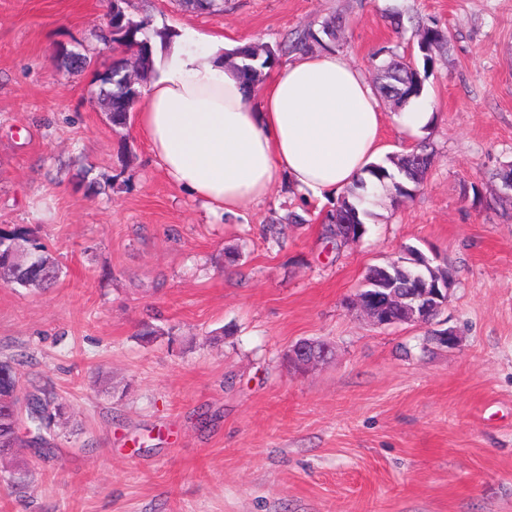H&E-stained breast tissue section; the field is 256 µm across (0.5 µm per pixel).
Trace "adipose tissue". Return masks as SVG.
I'll use <instances>...</instances> for the list:
<instances>
[{
  "instance_id": "1",
  "label": "adipose tissue",
  "mask_w": 512,
  "mask_h": 512,
  "mask_svg": "<svg viewBox=\"0 0 512 512\" xmlns=\"http://www.w3.org/2000/svg\"><path fill=\"white\" fill-rule=\"evenodd\" d=\"M382 120L372 87L342 55L296 56L254 104L224 65L223 38L196 31L173 46L138 112L169 181L228 214L282 177L301 193L339 198L378 155Z\"/></svg>"
}]
</instances>
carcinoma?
<instances>
[{"label": "carcinoma", "instance_id": "1", "mask_svg": "<svg viewBox=\"0 0 512 512\" xmlns=\"http://www.w3.org/2000/svg\"><path fill=\"white\" fill-rule=\"evenodd\" d=\"M342 21H326L320 31L309 29L298 38L294 48L301 50L317 44L327 48L323 38L333 40L341 28ZM176 36L168 27L155 29L148 16H138L131 11L117 14V21L100 30L98 38L101 43L108 42L121 53V57L112 63V68L96 78L99 82L96 100L112 116V122H122L129 118L131 112L141 99L139 82L148 79L154 66L157 45L165 46ZM417 45L429 47L426 62L433 59L432 53L449 42V34L438 27L425 24L417 26ZM240 57L231 64L249 89L260 81L262 72L273 67L279 61L280 49L265 47L263 44L244 43L233 49ZM394 59L380 66L379 91L399 106H406L423 95V80L419 73L409 69L405 53H393ZM89 56L74 52L61 54V65L76 72L91 66ZM433 162V153L416 149L406 153L405 163L401 166L388 158L371 164L367 176L359 177L341 196L335 211L330 217L341 219L354 216L363 224L370 216L367 209L369 186L388 187L392 195L402 194L413 197L412 189L422 181ZM18 242L33 253L37 270L26 269L25 264L17 261L8 263L0 260V286L21 288L26 282H34L37 288L53 285L61 273V264L48 248L39 240L32 238L22 228L9 232L0 231V249L7 250ZM64 410L52 387L36 380L29 382V387L22 388L21 379L15 366L8 360H0V454L11 453L16 446V432L19 423H24L29 435L28 444L35 449L40 459L53 454L51 440L54 439L56 416Z\"/></svg>", "mask_w": 512, "mask_h": 512}]
</instances>
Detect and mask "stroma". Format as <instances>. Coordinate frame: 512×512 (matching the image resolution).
I'll return each instance as SVG.
<instances>
[{
	"instance_id": "35a3bbf8",
	"label": "stroma",
	"mask_w": 512,
	"mask_h": 512,
	"mask_svg": "<svg viewBox=\"0 0 512 512\" xmlns=\"http://www.w3.org/2000/svg\"><path fill=\"white\" fill-rule=\"evenodd\" d=\"M178 35L280 47L325 19L367 81L415 20L449 31L421 65L418 135L380 100L383 155L434 163L412 200L376 188L364 235H324L335 201L278 181L240 214L171 185L136 121L112 124L94 72L106 0H0V230L25 228L62 273L0 287V359L48 379L68 409L53 457L0 459V512H512V0H129ZM406 22L394 30L387 9ZM94 58L70 73L62 50ZM456 271L428 325H372L352 308L370 266L404 247ZM158 338L145 343V327ZM452 329L459 345L429 342ZM303 339L329 358L301 372Z\"/></svg>"
}]
</instances>
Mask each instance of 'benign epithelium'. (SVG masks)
<instances>
[{"label":"benign epithelium","mask_w":512,"mask_h":512,"mask_svg":"<svg viewBox=\"0 0 512 512\" xmlns=\"http://www.w3.org/2000/svg\"><path fill=\"white\" fill-rule=\"evenodd\" d=\"M403 263L422 270V273L414 277L413 283L397 286L394 281ZM454 284L455 273L449 263L439 262L435 252L429 257L409 246L390 266L371 267V272L362 281L355 305L376 326L427 325L447 305ZM429 339L448 349L457 346L456 333L451 329L434 332ZM327 354L326 345L303 340L289 347L287 358L297 368L308 370L323 362Z\"/></svg>","instance_id":"benign-epithelium-1"}]
</instances>
